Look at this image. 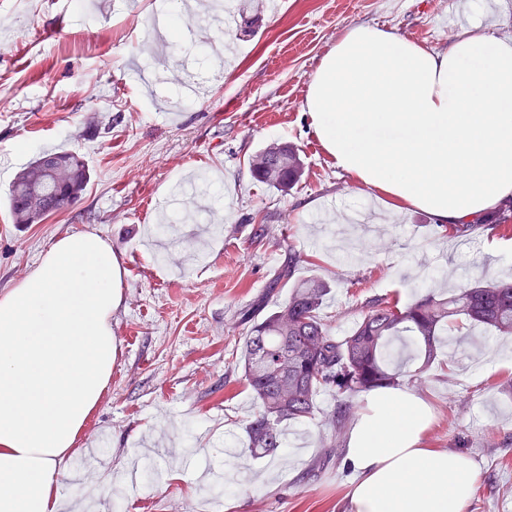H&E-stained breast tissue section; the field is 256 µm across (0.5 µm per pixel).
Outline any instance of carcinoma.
<instances>
[{
  "instance_id": "cac0c4a2",
  "label": "carcinoma",
  "mask_w": 512,
  "mask_h": 512,
  "mask_svg": "<svg viewBox=\"0 0 512 512\" xmlns=\"http://www.w3.org/2000/svg\"><path fill=\"white\" fill-rule=\"evenodd\" d=\"M61 162L50 170L47 154L36 157L13 181L8 208L15 224H36L68 208L82 195L89 168L76 153H53ZM253 178L280 191L297 183L303 173L298 149L275 143L249 160ZM512 219V205L489 216L478 215L451 226V236L470 240ZM299 258L291 254L271 281V287L291 283L288 300L253 323L243 337V377L254 394L258 411L246 426L251 452L273 455L283 447V426L314 415L315 397L332 391L340 398L337 411L325 418L322 469L340 455L338 438L351 420L352 399L378 388L394 387L410 376L405 365L394 366L392 341L407 338L424 371L438 355L440 336L456 317L497 336H512V280H492L464 286L448 297L420 295L404 305L373 298L345 336L332 334L321 316L329 284L320 278H295Z\"/></svg>"
}]
</instances>
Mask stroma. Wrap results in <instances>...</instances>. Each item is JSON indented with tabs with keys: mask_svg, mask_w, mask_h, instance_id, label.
I'll use <instances>...</instances> for the list:
<instances>
[{
	"mask_svg": "<svg viewBox=\"0 0 512 512\" xmlns=\"http://www.w3.org/2000/svg\"><path fill=\"white\" fill-rule=\"evenodd\" d=\"M195 2L166 41L158 0H0V289L74 232L100 235L125 268L112 379L68 464L66 512H350L346 457L312 468L333 394L288 424L276 455L248 452L242 313L287 300L269 282L294 253L297 278L330 284L322 315L342 336L366 299L512 277V226L463 242L410 209L339 234L337 216L381 203L323 151L302 110L308 78L351 25L434 51L474 25L512 41V0H281L273 15L252 0L251 35L235 0L218 30L211 0ZM279 142L304 160L287 192L248 166ZM58 149L88 165L80 201L13 223L10 183ZM459 338L408 390L432 411L426 447L469 455L480 475L468 512H512V364L503 337Z\"/></svg>",
	"mask_w": 512,
	"mask_h": 512,
	"instance_id": "obj_1",
	"label": "stroma"
}]
</instances>
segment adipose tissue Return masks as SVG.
<instances>
[{"label":"adipose tissue","mask_w":512,"mask_h":512,"mask_svg":"<svg viewBox=\"0 0 512 512\" xmlns=\"http://www.w3.org/2000/svg\"><path fill=\"white\" fill-rule=\"evenodd\" d=\"M303 110L336 167L393 211L458 224L512 199V42L467 32L435 52L350 26ZM121 276L111 245L78 232L0 291V512H60L63 464L112 377ZM431 418L405 387L367 394L346 449L351 512H466L476 469L424 447Z\"/></svg>","instance_id":"adipose-tissue-1"}]
</instances>
